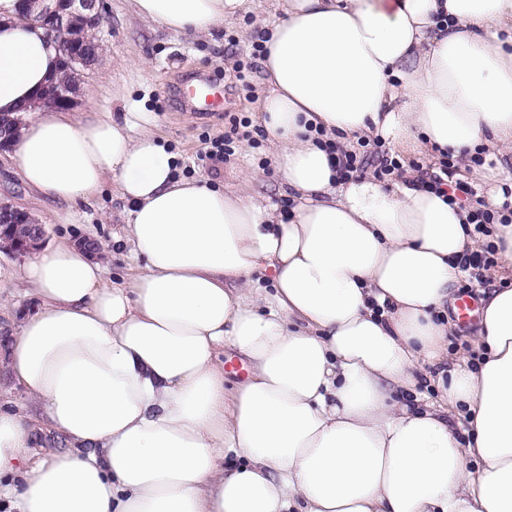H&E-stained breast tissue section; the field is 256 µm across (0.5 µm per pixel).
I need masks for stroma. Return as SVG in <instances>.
Wrapping results in <instances>:
<instances>
[{
	"label": "stroma",
	"mask_w": 512,
	"mask_h": 512,
	"mask_svg": "<svg viewBox=\"0 0 512 512\" xmlns=\"http://www.w3.org/2000/svg\"><path fill=\"white\" fill-rule=\"evenodd\" d=\"M278 15L277 0H254L253 12L225 21L212 34L190 37L138 18L131 0H105L101 52L82 77L75 109L108 112L119 121L130 112L146 113L167 150L178 154L190 177L208 176V169L195 164L201 137L223 131L230 118L253 117L263 76L255 74L251 86L245 87L236 84L232 71L238 55L249 53L257 31ZM231 40L237 45L233 55L224 51ZM197 74L223 78V111L200 116L185 107L178 86ZM0 202L34 215L46 229V243L63 238L103 241L108 281L121 284L132 274L135 264L128 249L114 244L115 237L124 233V203L111 185H104L94 199L61 216L56 203L24 186L14 172L10 153L5 152L0 153ZM23 263V258L0 252V336L36 306L35 297L17 276Z\"/></svg>",
	"instance_id": "obj_1"
}]
</instances>
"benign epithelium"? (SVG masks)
<instances>
[{"label": "benign epithelium", "instance_id": "obj_1", "mask_svg": "<svg viewBox=\"0 0 512 512\" xmlns=\"http://www.w3.org/2000/svg\"><path fill=\"white\" fill-rule=\"evenodd\" d=\"M21 19L39 27L48 43L59 49V62L88 70L99 57L97 30L104 21L103 0H21ZM81 88L74 83L50 82L33 108L68 109Z\"/></svg>", "mask_w": 512, "mask_h": 512}]
</instances>
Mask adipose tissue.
Returning <instances> with one entry per match:
<instances>
[{
	"instance_id": "ef3b65f1",
	"label": "adipose tissue",
	"mask_w": 512,
	"mask_h": 512,
	"mask_svg": "<svg viewBox=\"0 0 512 512\" xmlns=\"http://www.w3.org/2000/svg\"><path fill=\"white\" fill-rule=\"evenodd\" d=\"M205 34L249 0H133ZM0 0V113L58 70L42 31ZM256 120L293 205L180 179L158 133L108 113L38 109L20 180L68 207L113 182L137 271L108 283L74 240L33 253L37 299L8 367L36 403L0 408L9 512H512V224L482 289L478 366L448 355L446 306L472 245L466 210L406 170L392 187L336 179L325 143L372 136L406 155L488 164L512 181V0H281ZM272 274V289L253 276ZM249 368L225 388V350ZM430 372L435 399L396 402ZM465 419L469 440L450 426ZM62 440L41 455L37 426Z\"/></svg>"
}]
</instances>
